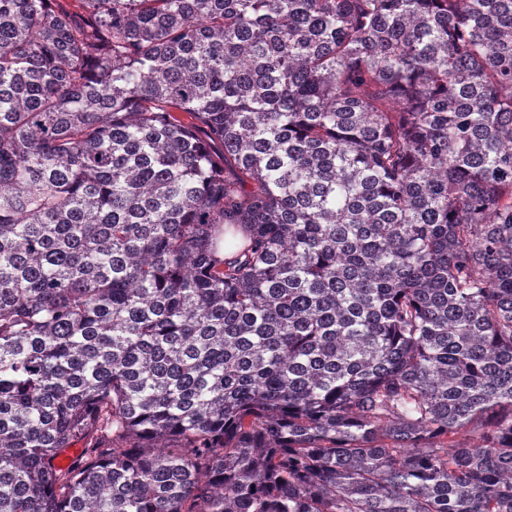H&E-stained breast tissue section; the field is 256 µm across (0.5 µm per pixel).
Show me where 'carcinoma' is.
Segmentation results:
<instances>
[{
  "instance_id": "1",
  "label": "carcinoma",
  "mask_w": 512,
  "mask_h": 512,
  "mask_svg": "<svg viewBox=\"0 0 512 512\" xmlns=\"http://www.w3.org/2000/svg\"><path fill=\"white\" fill-rule=\"evenodd\" d=\"M76 2L0 0V512H512V0Z\"/></svg>"
}]
</instances>
